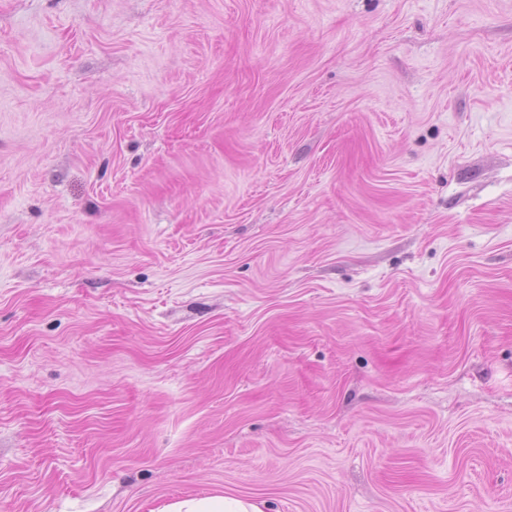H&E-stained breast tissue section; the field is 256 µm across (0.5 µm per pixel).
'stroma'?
Wrapping results in <instances>:
<instances>
[{
    "instance_id": "1",
    "label": "stroma",
    "mask_w": 512,
    "mask_h": 512,
    "mask_svg": "<svg viewBox=\"0 0 512 512\" xmlns=\"http://www.w3.org/2000/svg\"><path fill=\"white\" fill-rule=\"evenodd\" d=\"M512 512V0H0V512ZM159 512H263L259 504L230 495H214L177 501Z\"/></svg>"
}]
</instances>
